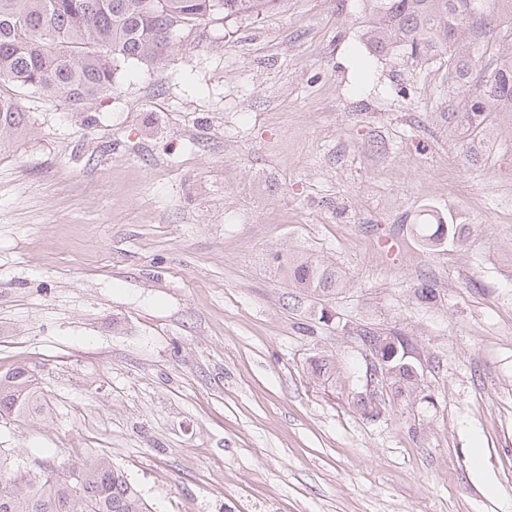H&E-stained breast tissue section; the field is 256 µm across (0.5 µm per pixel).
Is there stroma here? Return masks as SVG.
Wrapping results in <instances>:
<instances>
[{"label": "stroma", "mask_w": 512, "mask_h": 512, "mask_svg": "<svg viewBox=\"0 0 512 512\" xmlns=\"http://www.w3.org/2000/svg\"><path fill=\"white\" fill-rule=\"evenodd\" d=\"M363 33L357 0H282L180 32L93 104L19 93L0 374L26 366L46 405L0 418L13 461L107 454L149 512H512V115L468 164L434 117L445 67ZM431 214L465 243L427 249ZM274 251L349 285L301 295ZM366 328L425 375L377 417L353 404Z\"/></svg>", "instance_id": "1"}]
</instances>
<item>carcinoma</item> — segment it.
Listing matches in <instances>:
<instances>
[{
  "instance_id": "cac0c4a2",
  "label": "carcinoma",
  "mask_w": 512,
  "mask_h": 512,
  "mask_svg": "<svg viewBox=\"0 0 512 512\" xmlns=\"http://www.w3.org/2000/svg\"><path fill=\"white\" fill-rule=\"evenodd\" d=\"M281 0H0V148L24 132L16 93L38 92L84 106L112 91L128 61L160 64L173 34L195 30L216 15H263ZM364 35L376 53L403 52L442 60L448 71V129L467 138L466 160H482L495 117L512 115V0H360ZM432 247L462 241L463 224H417ZM271 261L288 286L331 296L346 287L336 266L312 254L281 252ZM384 340L383 356L399 368L392 398L421 390L423 375L404 358L405 339L364 329ZM43 391L23 366L0 376V417L25 422L43 408ZM0 512H146L125 473L100 455L67 458L34 478L0 454Z\"/></svg>"
}]
</instances>
